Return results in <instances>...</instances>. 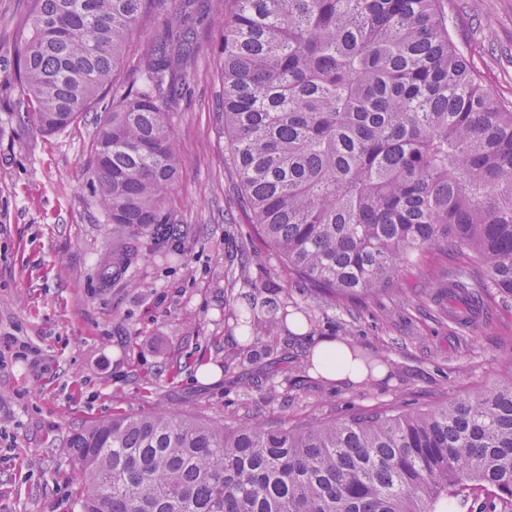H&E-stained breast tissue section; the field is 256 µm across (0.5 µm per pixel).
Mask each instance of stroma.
I'll return each mask as SVG.
<instances>
[{
	"instance_id": "1",
	"label": "stroma",
	"mask_w": 512,
	"mask_h": 512,
	"mask_svg": "<svg viewBox=\"0 0 512 512\" xmlns=\"http://www.w3.org/2000/svg\"><path fill=\"white\" fill-rule=\"evenodd\" d=\"M29 0H0V72ZM193 60L176 107L178 179L167 205L194 236L182 252L145 253L123 284L99 277L119 235L90 187L95 138L105 107L52 135L14 111L0 89V512H74V429L115 413L283 420L340 419L386 406L429 408L481 390L512 365V302L494 305L463 333L429 294L430 268L455 257L423 252L396 287L330 297L292 275L241 203L227 165L218 43L222 18L203 0ZM451 37L484 85L512 101V0H448ZM266 322L287 305L305 330L280 324L245 342L235 325L249 297ZM334 336L382 365L358 385L313 376L306 351ZM33 356L16 359L12 339ZM206 357L205 380L170 364Z\"/></svg>"
}]
</instances>
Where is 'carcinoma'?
Segmentation results:
<instances>
[{"label": "carcinoma", "mask_w": 512, "mask_h": 512, "mask_svg": "<svg viewBox=\"0 0 512 512\" xmlns=\"http://www.w3.org/2000/svg\"><path fill=\"white\" fill-rule=\"evenodd\" d=\"M228 164L254 223L297 276L331 295L394 285L424 250L453 246L450 299L512 300V106L448 32V0H218ZM131 84L124 46L158 7ZM182 0H31L0 80L45 134L112 91L91 146L107 220L180 245L170 115L191 55ZM140 256L120 246L106 280ZM76 512H512V366L430 409H377L269 426L164 411L75 430Z\"/></svg>", "instance_id": "1"}]
</instances>
